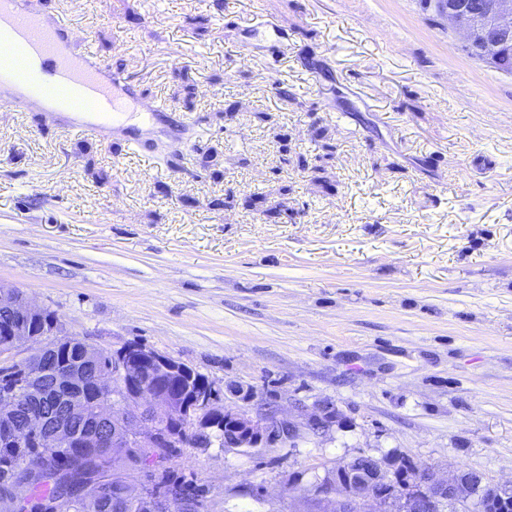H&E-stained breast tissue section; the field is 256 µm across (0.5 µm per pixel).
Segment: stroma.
Listing matches in <instances>:
<instances>
[{"label":"stroma","mask_w":512,"mask_h":512,"mask_svg":"<svg viewBox=\"0 0 512 512\" xmlns=\"http://www.w3.org/2000/svg\"><path fill=\"white\" fill-rule=\"evenodd\" d=\"M40 9L181 131L136 146L0 107V285L97 346L339 414L187 449L207 512H326L316 484L361 454L512 481V75L425 0ZM306 429L313 435H321L331 426L334 414L326 408H315L312 412L304 413Z\"/></svg>","instance_id":"1"}]
</instances>
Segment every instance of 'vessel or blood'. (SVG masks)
<instances>
[{"mask_svg":"<svg viewBox=\"0 0 512 512\" xmlns=\"http://www.w3.org/2000/svg\"><path fill=\"white\" fill-rule=\"evenodd\" d=\"M21 57L20 69L0 67V94L16 112H44L73 133L110 132L173 138L171 110L146 99L121 70L105 65L91 47H77L72 25L37 11V0H0V45ZM118 112H136L137 125H116Z\"/></svg>","mask_w":512,"mask_h":512,"instance_id":"vessel-or-blood-1","label":"vessel or blood"}]
</instances>
